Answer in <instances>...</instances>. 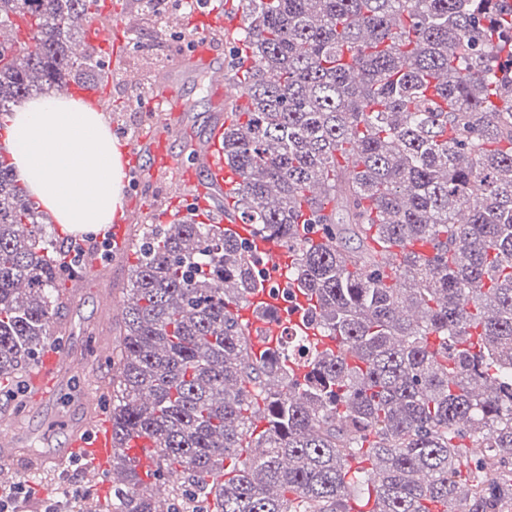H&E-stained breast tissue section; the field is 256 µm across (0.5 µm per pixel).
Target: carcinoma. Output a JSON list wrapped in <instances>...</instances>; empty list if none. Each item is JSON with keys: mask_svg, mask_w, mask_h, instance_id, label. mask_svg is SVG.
Masks as SVG:
<instances>
[{"mask_svg": "<svg viewBox=\"0 0 512 512\" xmlns=\"http://www.w3.org/2000/svg\"><path fill=\"white\" fill-rule=\"evenodd\" d=\"M97 2L0 0V30L25 24L0 41L1 113L98 81L72 52ZM239 7L238 182L213 196L285 247L287 289L340 351L295 327L307 358L254 352L233 312L264 288L247 244L192 215L144 225L109 358L112 512H157L124 454L134 435L182 487L167 512H350L365 491L375 512H509L512 0ZM57 255L0 155V380H28L52 336Z\"/></svg>", "mask_w": 512, "mask_h": 512, "instance_id": "carcinoma-1", "label": "carcinoma"}]
</instances>
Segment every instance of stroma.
I'll return each mask as SVG.
<instances>
[{"label":"stroma","mask_w":512,"mask_h":512,"mask_svg":"<svg viewBox=\"0 0 512 512\" xmlns=\"http://www.w3.org/2000/svg\"><path fill=\"white\" fill-rule=\"evenodd\" d=\"M158 13L143 11L140 0H112V11L98 16L96 22L103 32L119 31L121 38L113 55H103L97 48L89 53L97 62L101 81L109 82L110 92L102 104V116L117 141L138 143L155 130L150 106L162 87H169L189 105L182 116L180 133L170 145L179 156H186L187 139L203 135L213 117L211 93L204 72L187 71L181 66L184 51L195 38L209 39L222 57L225 66H232L240 44L227 38L223 31L195 29L189 19L192 9L182 0H160ZM206 185L187 188L174 173L155 169L150 160H143L140 175L124 197L133 205L141 224L170 222L185 206L188 197L203 198ZM62 244L76 241L98 262H110L116 274L111 282L102 283L87 277L83 288L60 309L54 326L63 337L71 361L66 364L55 395L38 406H23L12 422V433L19 453L14 463L20 469L18 483L31 487V512H42L46 500H58L62 489L78 485L91 488L87 476V460L78 459L61 469H47L30 474L25 470L30 457L48 454L60 447L71 429L87 420V391L107 381L111 368L104 358L95 354L98 340L115 345L112 321L118 318L130 270L135 261L132 253L115 254L105 250L96 232L77 235L62 231L59 224L47 225Z\"/></svg>","instance_id":"1"}]
</instances>
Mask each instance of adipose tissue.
I'll use <instances>...</instances> for the list:
<instances>
[{
    "mask_svg": "<svg viewBox=\"0 0 512 512\" xmlns=\"http://www.w3.org/2000/svg\"><path fill=\"white\" fill-rule=\"evenodd\" d=\"M18 179L71 233L101 231L123 198L118 143L90 105L67 95L28 103L9 118Z\"/></svg>",
    "mask_w": 512,
    "mask_h": 512,
    "instance_id": "adipose-tissue-1",
    "label": "adipose tissue"
}]
</instances>
